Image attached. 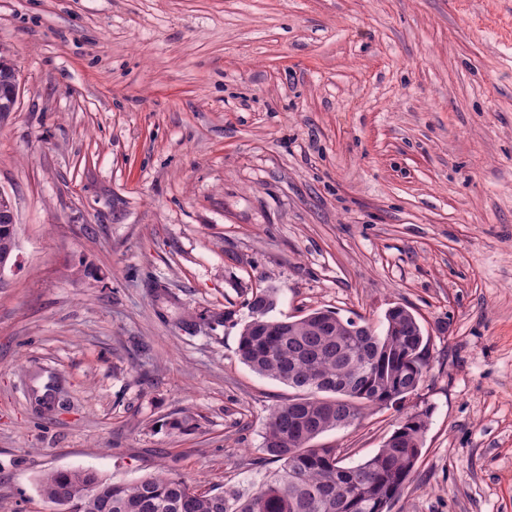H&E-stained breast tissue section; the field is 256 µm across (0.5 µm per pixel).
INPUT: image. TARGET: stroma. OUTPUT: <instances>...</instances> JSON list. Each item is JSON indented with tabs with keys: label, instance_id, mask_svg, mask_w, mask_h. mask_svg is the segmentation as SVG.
<instances>
[{
	"label": "stroma",
	"instance_id": "stroma-1",
	"mask_svg": "<svg viewBox=\"0 0 512 512\" xmlns=\"http://www.w3.org/2000/svg\"><path fill=\"white\" fill-rule=\"evenodd\" d=\"M0 54V512H54L57 469L264 482L260 288L412 310L417 395L316 444L429 409L392 512H512V0H0ZM15 75L12 65L8 64L6 60L0 58V113L1 112H12L6 105L10 100L11 95V108L14 110L19 96V83L15 82ZM0 204L6 207V209H2L0 206V226L2 224H7L6 226H3L2 229H4L5 232H7L9 235H11L12 238H14L15 247H16V212L15 207L12 199L0 191ZM8 212V214H7ZM9 215L11 218V222L9 219ZM11 223V224H10ZM14 247V249H15ZM13 250H8L2 254H0V274L4 273L5 269L11 265L12 259H13Z\"/></svg>",
	"mask_w": 512,
	"mask_h": 512
}]
</instances>
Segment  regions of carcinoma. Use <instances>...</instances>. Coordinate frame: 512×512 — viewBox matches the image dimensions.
I'll return each instance as SVG.
<instances>
[{"mask_svg":"<svg viewBox=\"0 0 512 512\" xmlns=\"http://www.w3.org/2000/svg\"><path fill=\"white\" fill-rule=\"evenodd\" d=\"M15 81L0 58V113ZM276 292L262 288L247 302L237 356L253 372L295 391L269 414L262 450L280 469L251 491L235 486L202 490L171 473L115 482L91 470H54L42 479L44 495L59 503L72 495L70 512H102V501L84 494L92 484L112 500V512H391L421 456L428 414L405 415L378 451L347 465L335 448L314 440L360 420L374 407L397 405L417 393L427 371L428 339L405 306H394L377 330L362 319L313 310L285 319L271 333L266 320Z\"/></svg>","mask_w":512,"mask_h":512,"instance_id":"carcinoma-1","label":"carcinoma"}]
</instances>
